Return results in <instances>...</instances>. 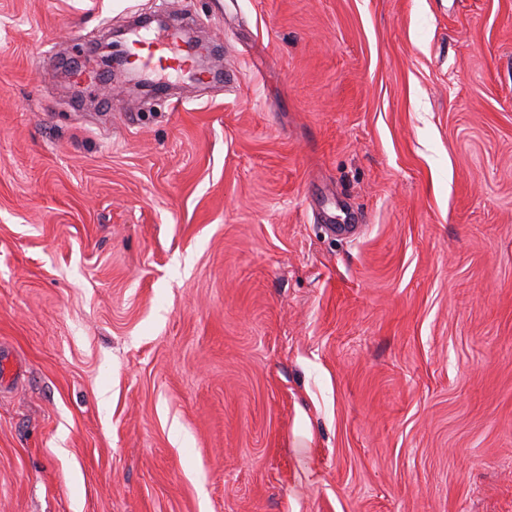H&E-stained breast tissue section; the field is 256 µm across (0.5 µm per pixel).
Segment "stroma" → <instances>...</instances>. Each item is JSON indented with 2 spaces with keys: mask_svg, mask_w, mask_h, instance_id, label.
Returning a JSON list of instances; mask_svg holds the SVG:
<instances>
[{
  "mask_svg": "<svg viewBox=\"0 0 512 512\" xmlns=\"http://www.w3.org/2000/svg\"><path fill=\"white\" fill-rule=\"evenodd\" d=\"M0 512H512V0H0ZM179 40L176 31L165 32L163 37L137 39L133 45L138 49L141 68L152 72L183 70L191 58L189 51L181 49ZM118 43H120V41H112L109 44V48L112 51L110 66L112 67L113 64L114 78L117 80V83L114 86L123 91L125 90L126 85L134 88L142 87V84L136 77L135 72L128 66V59L125 53L116 49L119 46ZM115 51H118L119 53H115Z\"/></svg>",
  "mask_w": 512,
  "mask_h": 512,
  "instance_id": "35a3bbf8",
  "label": "stroma"
}]
</instances>
